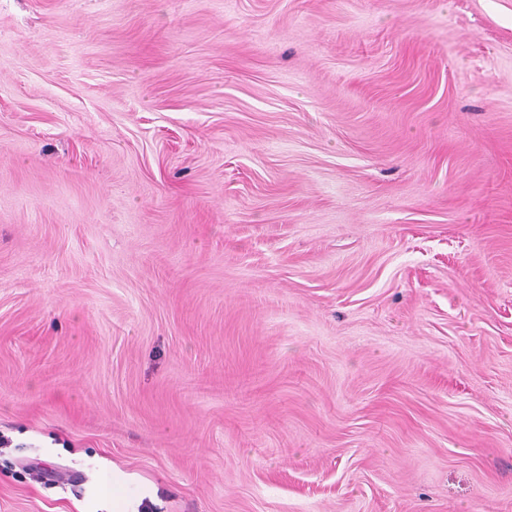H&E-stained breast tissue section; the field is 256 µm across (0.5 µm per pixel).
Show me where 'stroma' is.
Returning <instances> with one entry per match:
<instances>
[{
  "mask_svg": "<svg viewBox=\"0 0 512 512\" xmlns=\"http://www.w3.org/2000/svg\"><path fill=\"white\" fill-rule=\"evenodd\" d=\"M0 512H512V0H0Z\"/></svg>",
  "mask_w": 512,
  "mask_h": 512,
  "instance_id": "stroma-1",
  "label": "stroma"
}]
</instances>
